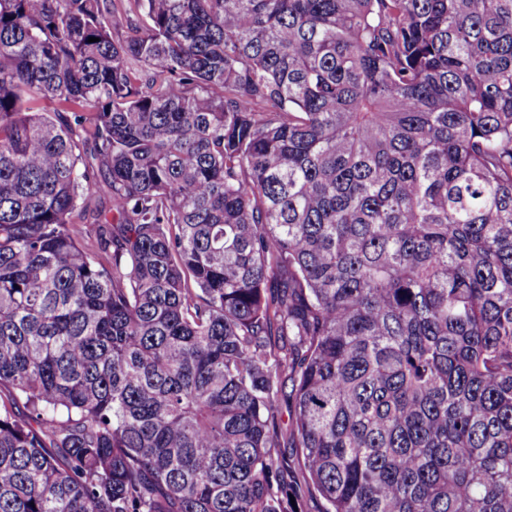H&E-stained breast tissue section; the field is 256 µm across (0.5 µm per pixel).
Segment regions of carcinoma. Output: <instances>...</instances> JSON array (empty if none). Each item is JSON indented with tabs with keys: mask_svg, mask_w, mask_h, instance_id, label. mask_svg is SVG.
Segmentation results:
<instances>
[{
	"mask_svg": "<svg viewBox=\"0 0 512 512\" xmlns=\"http://www.w3.org/2000/svg\"><path fill=\"white\" fill-rule=\"evenodd\" d=\"M303 487L512 512V0H0V512Z\"/></svg>",
	"mask_w": 512,
	"mask_h": 512,
	"instance_id": "carcinoma-1",
	"label": "carcinoma"
}]
</instances>
